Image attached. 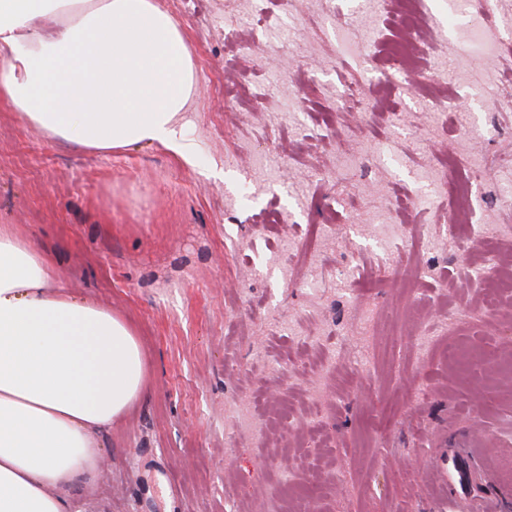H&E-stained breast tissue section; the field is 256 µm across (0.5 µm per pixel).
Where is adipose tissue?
I'll use <instances>...</instances> for the list:
<instances>
[{
  "instance_id": "adipose-tissue-1",
  "label": "adipose tissue",
  "mask_w": 512,
  "mask_h": 512,
  "mask_svg": "<svg viewBox=\"0 0 512 512\" xmlns=\"http://www.w3.org/2000/svg\"><path fill=\"white\" fill-rule=\"evenodd\" d=\"M196 92L178 23L156 0H0V103L90 151L159 143L182 160ZM147 389L145 354L111 307L78 297L0 225V512H73L100 437Z\"/></svg>"
}]
</instances>
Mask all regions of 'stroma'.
Here are the masks:
<instances>
[{
	"mask_svg": "<svg viewBox=\"0 0 512 512\" xmlns=\"http://www.w3.org/2000/svg\"><path fill=\"white\" fill-rule=\"evenodd\" d=\"M179 24L197 91L181 124L185 163L159 144L91 153L45 138L0 107V225H15L69 288L112 306L139 335L148 390L103 438L83 512H466L434 480L439 441L475 428L493 512H512V242L499 256L451 239L454 206L424 157L463 149L486 162L470 194L473 228L512 224L494 201L512 181V0H425L437 21L422 68L454 102L448 129L414 76L387 71L367 0H267L291 31L256 47L238 0H157ZM234 67L244 88L224 92ZM357 80L367 114L336 108L307 136L318 87ZM422 208L399 235L386 198ZM281 224L266 223L270 211ZM329 231L312 238V225ZM442 278L409 284L419 235ZM354 267L357 279L341 286Z\"/></svg>",
	"mask_w": 512,
	"mask_h": 512,
	"instance_id": "stroma-1",
	"label": "stroma"
}]
</instances>
